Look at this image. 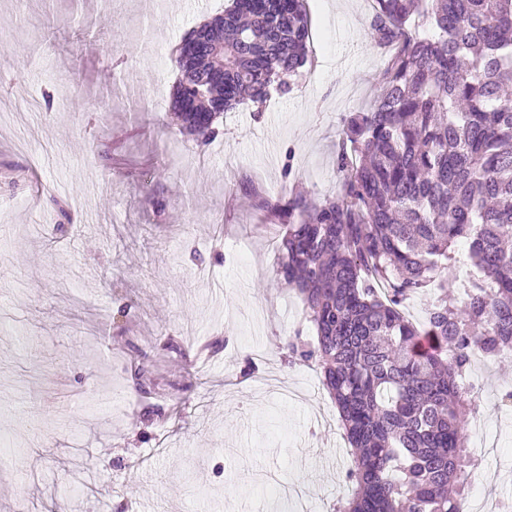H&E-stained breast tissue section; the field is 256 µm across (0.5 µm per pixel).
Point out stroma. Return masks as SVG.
<instances>
[{"mask_svg": "<svg viewBox=\"0 0 512 512\" xmlns=\"http://www.w3.org/2000/svg\"><path fill=\"white\" fill-rule=\"evenodd\" d=\"M227 3L0 0V512H331L348 493L320 371L283 360L312 329L261 203L339 190L344 122L382 89L375 3L308 0L307 74L200 145L171 121L170 58ZM48 15L83 44L42 43ZM467 382L470 492L512 502V352Z\"/></svg>", "mask_w": 512, "mask_h": 512, "instance_id": "1", "label": "stroma"}]
</instances>
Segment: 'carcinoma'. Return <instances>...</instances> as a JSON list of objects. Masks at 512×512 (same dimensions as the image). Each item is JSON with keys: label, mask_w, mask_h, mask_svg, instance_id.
I'll use <instances>...</instances> for the list:
<instances>
[{"label": "carcinoma", "mask_w": 512, "mask_h": 512, "mask_svg": "<svg viewBox=\"0 0 512 512\" xmlns=\"http://www.w3.org/2000/svg\"><path fill=\"white\" fill-rule=\"evenodd\" d=\"M374 2L390 54L382 93L346 122L341 189L264 202L283 228L276 275L315 332L285 349L321 367L352 451L334 512H464L466 373L512 349V0ZM310 37L306 0H231L172 54L179 132L206 144L221 114L288 92ZM461 239L483 281L459 305ZM428 288L420 328L402 306Z\"/></svg>", "instance_id": "obj_1"}]
</instances>
